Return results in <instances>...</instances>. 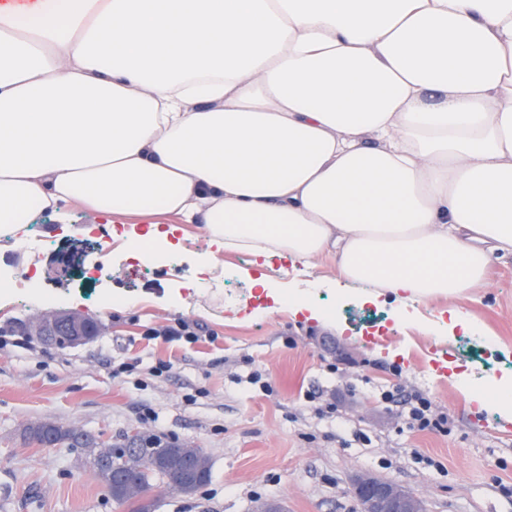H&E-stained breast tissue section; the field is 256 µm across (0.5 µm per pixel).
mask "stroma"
I'll list each match as a JSON object with an SVG mask.
<instances>
[{
	"instance_id": "stroma-1",
	"label": "stroma",
	"mask_w": 512,
	"mask_h": 512,
	"mask_svg": "<svg viewBox=\"0 0 512 512\" xmlns=\"http://www.w3.org/2000/svg\"><path fill=\"white\" fill-rule=\"evenodd\" d=\"M35 230L37 250L0 234V273H35L25 305L0 293V512H126L76 453L24 441L32 421L107 444L161 431L202 449L209 483L192 495L154 487V512H252L260 497L287 512H358L352 485L363 473L420 496L427 512H512V421L436 374L452 361L478 387L512 375L511 255L492 259L483 287L451 298L369 302L354 285L312 289L331 314L318 323L264 311L257 289L225 280L248 266L244 253H217L204 290L188 289L210 249L197 231L178 260L147 263L79 204L63 220L41 214ZM451 307L474 316L478 333L441 334ZM55 313L95 318L98 336L48 348L24 334ZM181 320L195 337H152ZM390 348L402 356L388 358ZM410 394L446 413L448 431L410 428L400 406Z\"/></svg>"
}]
</instances>
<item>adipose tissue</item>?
<instances>
[{"label": "adipose tissue", "mask_w": 512, "mask_h": 512, "mask_svg": "<svg viewBox=\"0 0 512 512\" xmlns=\"http://www.w3.org/2000/svg\"><path fill=\"white\" fill-rule=\"evenodd\" d=\"M74 203L403 303L478 287L512 254V0H0V229ZM281 266L282 264L280 261L275 259L271 262V265L266 268L265 272L276 279L294 282L301 288L304 287L303 284L305 282L312 281L317 278L330 280L337 279L338 277L336 263L328 257L321 259L315 268H307L303 265H298V270L293 271L290 266H285L284 268L288 271L287 274L280 270Z\"/></svg>", "instance_id": "1"}]
</instances>
